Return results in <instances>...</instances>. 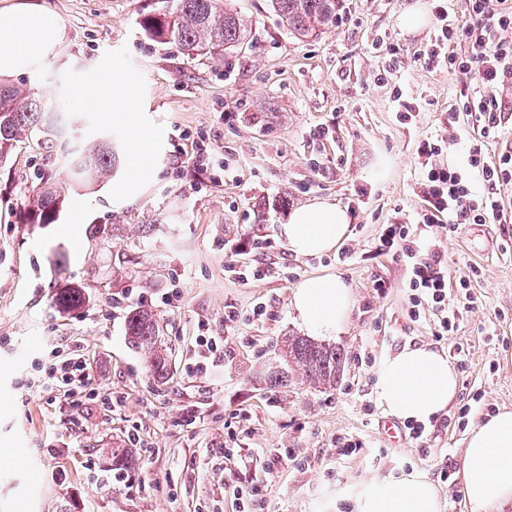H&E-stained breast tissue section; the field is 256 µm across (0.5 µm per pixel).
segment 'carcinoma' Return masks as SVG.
I'll return each instance as SVG.
<instances>
[{"label":"carcinoma","instance_id":"obj_1","mask_svg":"<svg viewBox=\"0 0 512 512\" xmlns=\"http://www.w3.org/2000/svg\"><path fill=\"white\" fill-rule=\"evenodd\" d=\"M273 11L288 31L300 40L315 39L336 26L340 0H270ZM142 27L153 40L175 42L196 55L230 51L242 47L252 30V21L229 2L218 0H175L172 11L148 17ZM63 106L38 92L24 93L0 83V164L7 161L16 144L32 136L41 137L51 149L61 123L77 119L76 113L64 116ZM73 179L82 185L112 176L116 156L112 141L90 147L78 146L61 157ZM66 205L65 190L45 184L28 197L26 221L53 224ZM89 300L86 288L66 284L51 296L61 312L83 306ZM130 344L148 354L149 366L160 380L168 375L169 356L159 340L156 317L146 309L129 314L125 326ZM344 353L332 344L305 336H288L280 348V361L266 369L259 383L268 389H285L300 382L314 389H331L340 377Z\"/></svg>","mask_w":512,"mask_h":512}]
</instances>
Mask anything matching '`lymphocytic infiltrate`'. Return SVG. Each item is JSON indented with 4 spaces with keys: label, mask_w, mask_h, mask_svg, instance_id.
I'll list each match as a JSON object with an SVG mask.
<instances>
[{
    "label": "lymphocytic infiltrate",
    "mask_w": 512,
    "mask_h": 512,
    "mask_svg": "<svg viewBox=\"0 0 512 512\" xmlns=\"http://www.w3.org/2000/svg\"><path fill=\"white\" fill-rule=\"evenodd\" d=\"M467 17L457 25L448 18L445 4L434 7L438 34L424 51L429 62L447 64L465 80H473L476 90L448 110V127L456 129L467 120L478 136L467 152V169L435 167L426 170L421 193L426 203L421 220L429 227L447 216L452 224H495L504 210L502 190L512 184V144L506 145L498 162H489L486 146L502 135V116L512 112V100L503 96L512 87V0H462ZM468 50L457 53L459 43ZM404 225H388L381 249L401 250L411 266L409 302L413 316L432 311L437 318L438 336H446L456 326V315L448 302V270L440 256L421 257L406 243ZM44 379L57 380L64 388L67 405L79 409L80 395L90 384L85 361L50 364Z\"/></svg>",
    "instance_id": "obj_1"
}]
</instances>
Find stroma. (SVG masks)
<instances>
[{"label":"stroma","instance_id":"35a3bbf8","mask_svg":"<svg viewBox=\"0 0 512 512\" xmlns=\"http://www.w3.org/2000/svg\"><path fill=\"white\" fill-rule=\"evenodd\" d=\"M32 2L58 16L64 41L9 84L71 101L93 77L133 76L164 145L153 177L119 209L111 183L72 185L37 143L18 144L0 166V448L12 451L0 461V512H238L239 491L260 483L264 512H353L354 485L413 470L434 481L443 512H469L440 467L459 463L471 425L512 408V222L435 235L419 221V142L443 139L434 163L460 169L473 134L464 121L448 130L457 76L415 56L434 40L435 21L414 33L398 25L411 4L429 11L431 0H342L338 26L305 41L268 0H235L253 20L251 42L203 56L145 34L143 18L173 0ZM81 114L59 145L109 137L126 156L108 113ZM195 142L208 149L203 161L191 156ZM46 181L67 190V204L56 223H26L27 198ZM317 198L347 209L348 236L341 249L294 256L279 226ZM95 224L103 236L90 235ZM388 224L407 225L421 252L440 255L451 286L466 283L455 332L436 338L432 315H409V267L377 251ZM59 250L69 257L62 273ZM245 263L262 278L241 281L234 269ZM323 272L353 297L332 339L344 352L336 387L258 385L281 338L304 333L292 288ZM65 278L90 300L61 314L51 295ZM143 306L169 348L161 381L125 333L127 314ZM210 336L221 354L202 370ZM411 344L444 351L459 390L426 440L394 442L375 404V368ZM77 355L96 393L84 410L29 388L38 366ZM349 442L357 451L339 455ZM117 453L135 459L125 480L93 483Z\"/></svg>","mask_w":512,"mask_h":512}]
</instances>
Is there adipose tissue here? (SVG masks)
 Returning a JSON list of instances; mask_svg holds the SVG:
<instances>
[{
  "label": "adipose tissue",
  "instance_id": "ef3b65f1",
  "mask_svg": "<svg viewBox=\"0 0 512 512\" xmlns=\"http://www.w3.org/2000/svg\"><path fill=\"white\" fill-rule=\"evenodd\" d=\"M63 28L58 17L26 6L0 18V76L26 72L60 48ZM77 108L94 104L108 112L129 145L123 178L112 185V204L121 208L138 196L159 159V131L143 118L130 79L91 81L76 96ZM348 211L328 199H316L293 210L279 234L297 256L336 248L349 230ZM296 318L310 334L334 336L344 327L351 291L333 274H317L292 290ZM376 401L402 421L429 422L444 414L458 392V377L444 353L414 345L383 356L376 367ZM464 495L470 512H492L512 502V409H501L469 431L460 460ZM354 512H442L431 480L412 472L396 484L372 479L352 491Z\"/></svg>",
  "mask_w": 512,
  "mask_h": 512
}]
</instances>
